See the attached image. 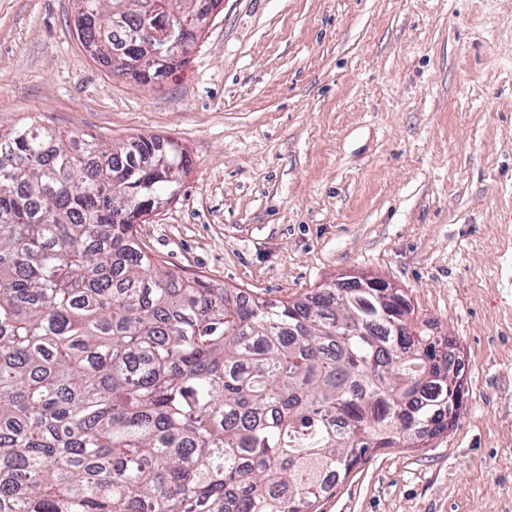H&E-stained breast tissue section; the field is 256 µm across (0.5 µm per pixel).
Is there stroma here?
<instances>
[{"label":"stroma","mask_w":512,"mask_h":512,"mask_svg":"<svg viewBox=\"0 0 512 512\" xmlns=\"http://www.w3.org/2000/svg\"><path fill=\"white\" fill-rule=\"evenodd\" d=\"M75 0H0V127L175 139L152 260L267 299L379 278L465 361L454 426L315 512H512V0H223L190 62H95Z\"/></svg>","instance_id":"35a3bbf8"}]
</instances>
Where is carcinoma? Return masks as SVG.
I'll return each instance as SVG.
<instances>
[{
  "mask_svg": "<svg viewBox=\"0 0 512 512\" xmlns=\"http://www.w3.org/2000/svg\"><path fill=\"white\" fill-rule=\"evenodd\" d=\"M202 0H76L100 64ZM145 67L133 77L161 80ZM173 140L0 129V512H313L365 455L448 429L464 366L395 288L254 297L149 260Z\"/></svg>",
  "mask_w": 512,
  "mask_h": 512,
  "instance_id": "obj_1",
  "label": "carcinoma"
}]
</instances>
